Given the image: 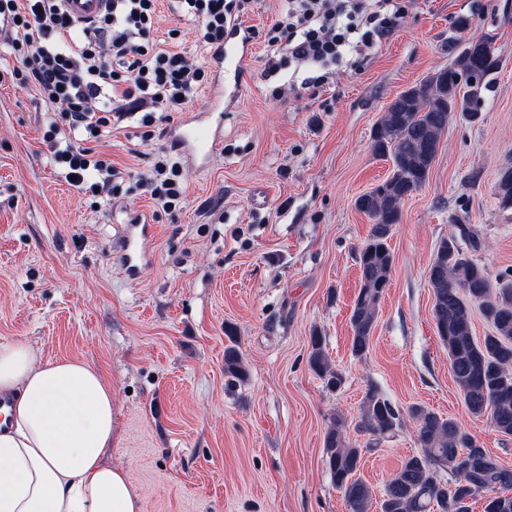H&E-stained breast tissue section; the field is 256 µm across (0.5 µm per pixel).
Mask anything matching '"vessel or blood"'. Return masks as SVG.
Returning <instances> with one entry per match:
<instances>
[{"label": "vessel or blood", "mask_w": 512, "mask_h": 512, "mask_svg": "<svg viewBox=\"0 0 512 512\" xmlns=\"http://www.w3.org/2000/svg\"><path fill=\"white\" fill-rule=\"evenodd\" d=\"M63 9L76 23L102 16L108 0H62ZM253 50L252 32L240 24L231 25L224 42L212 48L209 66L212 73L204 105L186 113L165 131L168 144L189 166L204 169L211 163L224 140V97L241 95L246 83L245 65ZM154 225L142 214L130 216L126 229L112 243L123 275L137 279L149 265L151 255L147 243L153 235Z\"/></svg>", "instance_id": "b4317fda"}]
</instances>
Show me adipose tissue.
Masks as SVG:
<instances>
[{"label":"adipose tissue","mask_w":512,"mask_h":512,"mask_svg":"<svg viewBox=\"0 0 512 512\" xmlns=\"http://www.w3.org/2000/svg\"><path fill=\"white\" fill-rule=\"evenodd\" d=\"M0 512H142L112 449V388L79 360H40L26 342H0Z\"/></svg>","instance_id":"ef3b65f1"}]
</instances>
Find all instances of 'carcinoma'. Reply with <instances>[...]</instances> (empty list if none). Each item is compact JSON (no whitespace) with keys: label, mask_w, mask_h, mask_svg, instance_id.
<instances>
[{"label":"carcinoma","mask_w":512,"mask_h":512,"mask_svg":"<svg viewBox=\"0 0 512 512\" xmlns=\"http://www.w3.org/2000/svg\"><path fill=\"white\" fill-rule=\"evenodd\" d=\"M501 60L484 37L466 42L453 63L402 91L388 105L373 130V150L392 162L389 176L362 194L357 209L372 221L369 238L356 256L360 288L349 318L351 353L363 356L370 347L380 304L391 279L393 254L389 240L400 223L403 202L428 181L450 116L457 112L470 122L482 116L484 93L491 87ZM495 196L512 208V166L501 169ZM474 251L483 248L478 232L465 224L441 241L428 268L433 319L441 343L448 349L452 377L474 416L490 415L495 430L512 437V275L503 274L493 287L487 269L466 255L458 237ZM479 309L492 332L477 338L473 310ZM308 363L331 391L344 385L322 336H310ZM224 373L245 377L235 345L224 349ZM415 425L421 453L406 457L384 486L380 512H471L480 497L483 512H512V468L504 466L483 444L452 418L421 404L402 414L376 390L363 397L357 427L376 448L398 431L404 418ZM325 461L350 512H371L372 488L357 477L366 448L347 434V420L336 415L324 438ZM440 470L452 474L441 481Z\"/></svg>","instance_id":"carcinoma-1"}]
</instances>
